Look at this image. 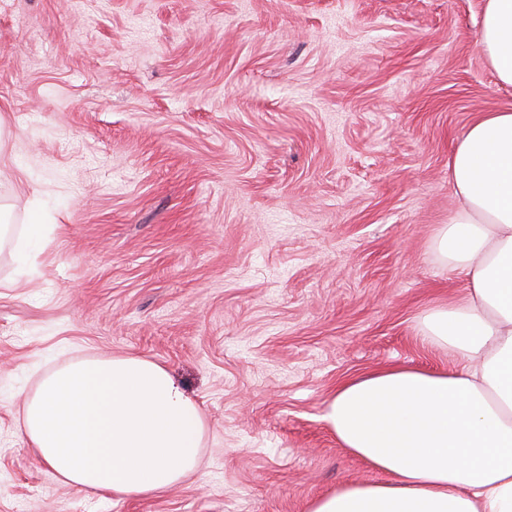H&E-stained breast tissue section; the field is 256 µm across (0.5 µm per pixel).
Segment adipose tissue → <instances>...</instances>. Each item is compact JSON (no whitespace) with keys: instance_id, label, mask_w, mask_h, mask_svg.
Segmentation results:
<instances>
[{"instance_id":"1","label":"adipose tissue","mask_w":512,"mask_h":512,"mask_svg":"<svg viewBox=\"0 0 512 512\" xmlns=\"http://www.w3.org/2000/svg\"><path fill=\"white\" fill-rule=\"evenodd\" d=\"M480 39L512 86V0H484ZM458 205L433 240L467 280L463 299L419 317L459 360L451 371L392 367L341 386L322 419L379 481L349 482L308 512H512V110L488 112L448 159ZM31 449L65 483L145 497L196 471L206 423L161 364L81 359L24 405Z\"/></svg>"}]
</instances>
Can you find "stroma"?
<instances>
[{
    "instance_id": "obj_1",
    "label": "stroma",
    "mask_w": 512,
    "mask_h": 512,
    "mask_svg": "<svg viewBox=\"0 0 512 512\" xmlns=\"http://www.w3.org/2000/svg\"><path fill=\"white\" fill-rule=\"evenodd\" d=\"M482 7L0 0V512H307L375 479L321 416L369 372L457 365L419 315L465 293L432 249L448 158L512 110ZM127 355L207 426L198 471L141 498L62 482L21 426L46 374Z\"/></svg>"
}]
</instances>
